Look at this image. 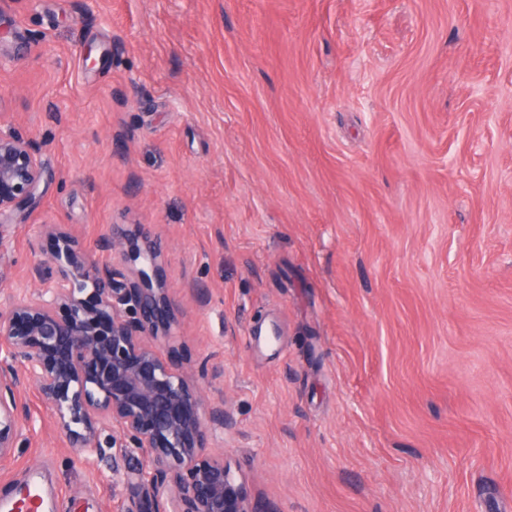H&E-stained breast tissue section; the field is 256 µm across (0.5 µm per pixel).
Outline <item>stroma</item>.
<instances>
[{"label":"stroma","instance_id":"obj_1","mask_svg":"<svg viewBox=\"0 0 512 512\" xmlns=\"http://www.w3.org/2000/svg\"><path fill=\"white\" fill-rule=\"evenodd\" d=\"M98 56L86 63L81 50ZM0 119L51 179L0 305L57 224L146 225L180 352L231 429L206 456L278 512H512V0H0ZM0 500L129 512L145 454L85 456L33 381Z\"/></svg>","mask_w":512,"mask_h":512}]
</instances>
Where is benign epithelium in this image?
<instances>
[{"label":"benign epithelium","instance_id":"7a95c632","mask_svg":"<svg viewBox=\"0 0 512 512\" xmlns=\"http://www.w3.org/2000/svg\"><path fill=\"white\" fill-rule=\"evenodd\" d=\"M48 171L31 142L0 124V224L36 205ZM44 265L50 276L34 292L8 296L0 309V457L29 430L15 389L34 381L60 432L90 456L103 427L119 429L122 447L147 453L153 477L145 501L168 494V512H275L251 498L246 476L204 454L208 423L233 425L226 404L209 405L190 385V363L163 359L149 339L170 335V288L162 253L143 224L117 226L105 247L128 266L117 281L66 232Z\"/></svg>","mask_w":512,"mask_h":512}]
</instances>
